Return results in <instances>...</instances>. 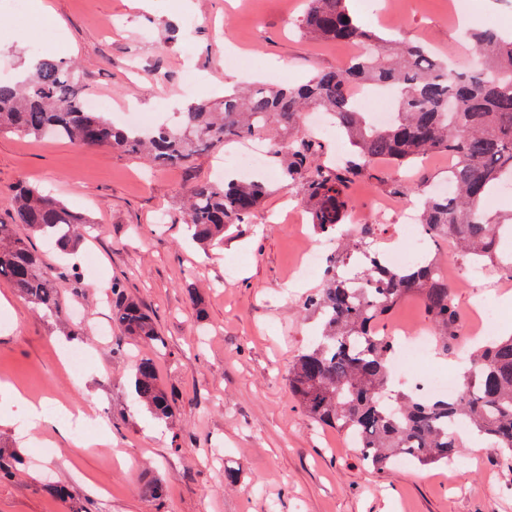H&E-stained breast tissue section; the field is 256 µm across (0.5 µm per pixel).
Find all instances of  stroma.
<instances>
[{
	"label": "stroma",
	"instance_id": "35a3bbf8",
	"mask_svg": "<svg viewBox=\"0 0 512 512\" xmlns=\"http://www.w3.org/2000/svg\"><path fill=\"white\" fill-rule=\"evenodd\" d=\"M56 41L37 44L41 16L15 20L0 9V73L22 76L38 56L81 65L83 93L107 100L122 124L133 108L155 123L173 121L192 102L220 103L218 88L266 81L290 85L335 68L354 46L302 34L305 0H46ZM362 21L384 37L423 44L455 64L473 63L466 29H512L505 0H469L459 24L451 0H381ZM193 89H186L187 74ZM234 144L198 155L190 167L157 169L105 147L0 132V220L13 214L11 189L26 182L84 213L91 241L68 256L42 237L32 246L56 270L64 307L49 315L0 280V381L39 404L48 418L67 403L104 419L105 443L76 441L53 428L31 430L27 410L0 392V453L16 458L0 479V512H70L46 482L68 488L86 512H512V460L466 446L459 467L363 464L336 428L313 422L288 387L315 316L301 304L320 278L293 280L306 244L319 242L300 188L267 183L248 223L222 244L191 245L182 222L184 193L211 180ZM77 269L80 280L66 277ZM122 281L153 318L160 353L114 328L105 291ZM83 348L89 364L69 372L62 349ZM155 354L174 400L169 422L150 420L133 396L138 360ZM224 458L207 461L206 449ZM238 475L227 484L225 471ZM167 489L150 496V484Z\"/></svg>",
	"mask_w": 512,
	"mask_h": 512
}]
</instances>
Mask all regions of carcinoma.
Returning a JSON list of instances; mask_svg holds the SVG:
<instances>
[{"label":"carcinoma","instance_id":"1","mask_svg":"<svg viewBox=\"0 0 512 512\" xmlns=\"http://www.w3.org/2000/svg\"><path fill=\"white\" fill-rule=\"evenodd\" d=\"M307 2L300 31L367 50L300 86L257 83L224 95L219 110L196 103L176 123L159 124L148 134L118 127L103 112L88 111L79 68L38 56L28 77L0 80V132L51 133L79 146L107 147L145 155L159 166H176L226 141L294 126L307 108L328 113L355 148V159L348 164L327 163L325 142L316 134L293 137L274 150L286 185L300 184L310 201L316 230L340 235L336 253L327 258L322 287L302 305L317 312L322 324L289 371L292 394L313 420L350 436L362 462L376 470L398 458L421 466L456 460L464 448L451 435L457 421L512 458V335L475 344L464 387L451 400H424L393 390L392 340L379 334L377 323L389 319L405 297L417 294L436 345L448 352L461 332L453 289L434 274L433 259L404 269L386 266L383 253L367 245L380 225L354 235L340 232L356 180L384 179L380 163L398 168L446 152L454 158L451 193L429 194L395 177L390 178L391 190L399 197L418 198L430 236L455 241L467 264L512 274V251L503 249L512 240V214L492 218L481 208L485 195L512 175V37L491 30L470 33L476 64L452 69L423 45L388 54V41L354 19L346 0ZM362 86L393 93L396 108L388 124L373 125L352 104V90ZM264 195L265 184L258 179L189 186L183 220L191 239L224 242L229 225L246 223ZM13 198L11 222L0 221V279L44 311L56 312L60 298L53 276L16 226L48 236L68 252L79 248L90 220L24 182L13 189ZM349 278L372 287L349 288ZM111 290L112 322L145 345L161 344L151 316L127 296L123 282L112 281ZM133 391L136 402L154 418L173 417L174 401L161 384L154 358L140 359Z\"/></svg>","mask_w":512,"mask_h":512}]
</instances>
